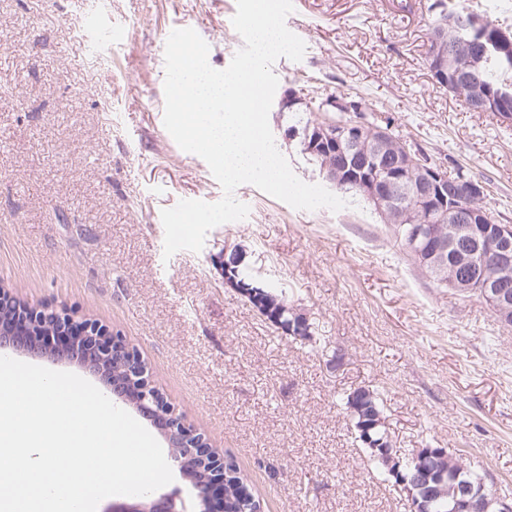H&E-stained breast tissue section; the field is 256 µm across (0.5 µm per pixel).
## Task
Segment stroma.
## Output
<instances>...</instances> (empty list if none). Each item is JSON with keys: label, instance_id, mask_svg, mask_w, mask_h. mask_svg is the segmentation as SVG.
Returning <instances> with one entry per match:
<instances>
[{"label": "stroma", "instance_id": "obj_1", "mask_svg": "<svg viewBox=\"0 0 512 512\" xmlns=\"http://www.w3.org/2000/svg\"><path fill=\"white\" fill-rule=\"evenodd\" d=\"M293 3L286 25L306 50L274 63L278 91L363 98L369 119L430 161L490 180L495 222L512 223V123L435 82L430 0ZM235 12L236 0H97L90 17L82 0H0V285L122 336L177 413L234 458L264 512H411L341 403L360 387L379 394L398 454L450 449L512 500V327L479 298L434 287L364 199L304 211L244 184L234 196L246 219L164 257L162 210L223 196L164 127L165 43L194 29L225 69L243 46ZM316 118L269 112L293 172L320 185L286 136ZM232 253L311 338L225 283Z\"/></svg>", "mask_w": 512, "mask_h": 512}]
</instances>
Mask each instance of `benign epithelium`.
Wrapping results in <instances>:
<instances>
[{
    "instance_id": "obj_1",
    "label": "benign epithelium",
    "mask_w": 512,
    "mask_h": 512,
    "mask_svg": "<svg viewBox=\"0 0 512 512\" xmlns=\"http://www.w3.org/2000/svg\"><path fill=\"white\" fill-rule=\"evenodd\" d=\"M473 32L483 27L478 15L454 22L445 18L432 35L431 72L435 81L454 91L465 88L475 112H493L504 122H512V103L487 97L485 87L475 78L480 59L488 48L474 54L472 42L460 39L456 30ZM496 50L512 60V31L496 32ZM325 112L305 131V144L313 154H334L360 171L382 168L387 179L367 175L359 180L364 197L379 212L398 204H409L410 223L400 239L405 250L421 265L429 277L455 291L479 296L504 326L512 325V224H493L488 213L466 203L479 200L486 187L480 181L461 185L448 179V170L434 166L421 154L405 147L388 153L387 130L362 120L351 125L337 122L328 113L348 111L343 101L321 103L313 107L293 90L285 91L278 110L296 108ZM448 225V234L439 226ZM453 255H448V252ZM9 348L30 355L50 358H75L99 375L112 395L132 406L165 438L171 448L170 461L183 477L194 484L202 512H224V488L230 472L224 456L211 448L204 432L177 415L175 408L151 379L140 354L121 336L89 319H79L66 311L48 307L31 308L20 302L7 288L0 289V350ZM123 371L120 379L112 376V365ZM200 461L207 466V478L199 483L188 475L186 465ZM389 473L413 501L419 512L415 491L424 479L415 470L405 473L392 467ZM482 491L464 481L455 487L453 512H477ZM109 512H187L177 505V496H135L131 502L112 505Z\"/></svg>"
}]
</instances>
